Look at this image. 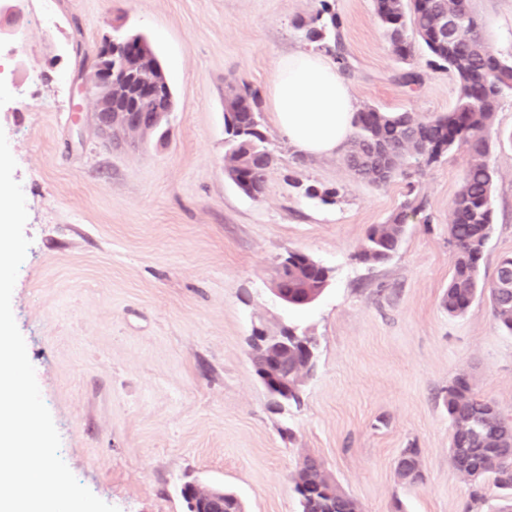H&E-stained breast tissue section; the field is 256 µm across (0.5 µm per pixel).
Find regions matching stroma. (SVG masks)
<instances>
[{
	"instance_id": "obj_1",
	"label": "stroma",
	"mask_w": 512,
	"mask_h": 512,
	"mask_svg": "<svg viewBox=\"0 0 512 512\" xmlns=\"http://www.w3.org/2000/svg\"><path fill=\"white\" fill-rule=\"evenodd\" d=\"M329 4L342 21L357 106L450 112L454 75L422 45L392 54L374 0H17L0 18V129L17 162L30 239L12 311L77 480L119 512H187L182 484L235 493L245 512H300L291 475L319 459L362 512H467L448 461L441 391L458 372L512 418V334L487 297L452 318L441 306L454 246L448 214L466 149L375 186L344 154L306 157L265 134L275 160L263 195L224 174V95L247 83L267 97L277 61L307 42L294 23ZM480 31L512 56V0H472ZM143 35L174 99L165 138L106 146L79 87L115 30ZM421 75L404 86L406 67ZM494 231L481 261L492 281L512 256V144L494 145ZM334 190L331 202L306 187ZM398 251L357 261L369 229L406 200ZM305 253L332 269L314 304L285 307L278 264ZM297 324L319 341L300 407L274 409L249 338ZM419 449L424 480L394 467Z\"/></svg>"
}]
</instances>
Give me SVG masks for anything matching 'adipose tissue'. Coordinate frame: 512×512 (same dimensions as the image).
<instances>
[{
	"label": "adipose tissue",
	"mask_w": 512,
	"mask_h": 512,
	"mask_svg": "<svg viewBox=\"0 0 512 512\" xmlns=\"http://www.w3.org/2000/svg\"><path fill=\"white\" fill-rule=\"evenodd\" d=\"M274 123L305 155H333L347 142L356 112L346 83L325 54L298 49L282 57L269 90Z\"/></svg>",
	"instance_id": "ef3b65f1"
}]
</instances>
